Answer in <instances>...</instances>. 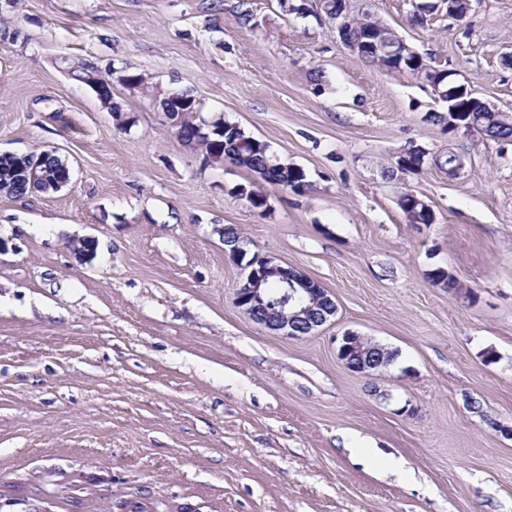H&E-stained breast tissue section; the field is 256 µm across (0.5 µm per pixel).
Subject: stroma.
<instances>
[{
  "mask_svg": "<svg viewBox=\"0 0 512 512\" xmlns=\"http://www.w3.org/2000/svg\"><path fill=\"white\" fill-rule=\"evenodd\" d=\"M20 0L0 42V154L52 150L57 192L0 195V512H512V140L449 130L433 88L363 61L318 0ZM374 0L434 67L512 112V0ZM250 23H242L241 9ZM65 57L113 84L117 128ZM190 92L304 169L297 194L184 147L154 98ZM412 146L420 171L382 166ZM462 156L457 177L438 168ZM246 186L263 207L241 199ZM412 191L434 221L409 223ZM248 257L326 288L300 339L236 304ZM97 241L78 263L71 243ZM465 286L430 279L435 268ZM354 331L394 354L365 375ZM478 401L480 411L469 409ZM337 355L347 367L372 375L384 368L389 352L373 339L347 331L339 340Z\"/></svg>",
  "mask_w": 512,
  "mask_h": 512,
  "instance_id": "1",
  "label": "stroma"
}]
</instances>
